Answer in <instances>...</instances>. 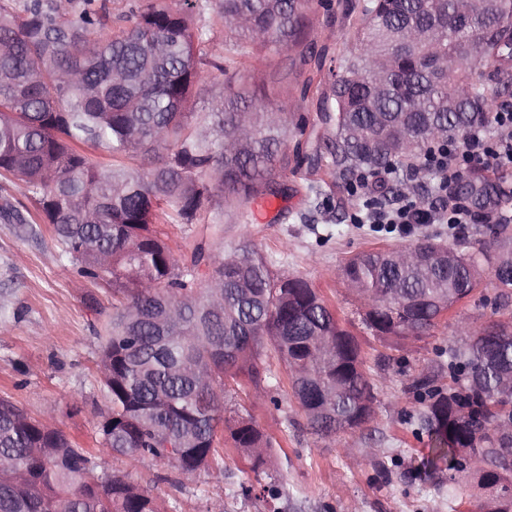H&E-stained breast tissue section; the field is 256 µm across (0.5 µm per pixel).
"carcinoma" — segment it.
Masks as SVG:
<instances>
[{"label": "carcinoma", "instance_id": "obj_1", "mask_svg": "<svg viewBox=\"0 0 512 512\" xmlns=\"http://www.w3.org/2000/svg\"><path fill=\"white\" fill-rule=\"evenodd\" d=\"M323 0H147L106 30V3L85 0L69 14L52 0L17 12L0 0V176L22 183L35 202L28 219L6 197L0 220L53 227L61 254L112 286V321L98 363L107 411L99 447L78 448L57 428L0 398V512H158L153 496L106 458L167 464L158 480L182 485L230 445L263 469L277 441L252 416L227 407L266 393L286 369L312 431L331 436L368 422L372 387L360 345L305 278L277 274L248 239L224 250L198 245L178 258L157 224H197L206 206L240 209L275 196L288 169L323 164L339 176L404 171L431 148L459 141L512 107V0H354L347 18L355 49L318 67L315 123L334 132L323 155L295 150L292 125L237 59L285 54L306 40L304 17ZM215 12L226 54L210 58L190 18ZM224 77V100L188 111L194 88ZM104 156L112 163L101 161ZM473 254L425 236L351 257L342 277L378 339L420 338L440 313L468 296L480 260L494 261L495 311L512 312V225L489 224ZM456 251V262L443 254ZM448 370L466 384H414L419 429L429 453L419 475L448 468V483L490 492L483 512H512V436L492 442L486 423L512 422V397L497 399L512 374V322L492 323ZM229 416H224V413ZM181 449V463L169 447ZM459 448L480 466L465 468Z\"/></svg>", "mask_w": 512, "mask_h": 512}]
</instances>
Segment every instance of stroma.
<instances>
[{"label": "stroma", "mask_w": 512, "mask_h": 512, "mask_svg": "<svg viewBox=\"0 0 512 512\" xmlns=\"http://www.w3.org/2000/svg\"><path fill=\"white\" fill-rule=\"evenodd\" d=\"M348 3L325 0L324 7L307 14V50L329 61L347 52ZM286 65L282 55L264 58L261 81L281 75L276 103L315 117V98L300 100L301 79L287 73ZM278 183L283 191L278 210L263 211L258 199L247 206L260 213V220L244 225L237 209H225L224 244L251 240L274 270L305 277L330 302L367 361L375 395L372 419L331 437L314 434L278 364L281 388L248 407L259 428L279 443L264 470L253 471L243 455L231 452L179 487L157 482L167 471L160 462L122 458L111 460V468L149 490L166 512H466L469 500L480 494L477 486L452 499L447 473L427 480L417 475L429 445L426 434L417 431L420 405L410 385L427 375L435 385L447 386L448 349L461 341L460 323L477 331L494 321L490 274H483L431 335L380 341L363 327L359 304L339 271L359 252L406 245L426 235L461 242L471 252L482 238L481 225H466L461 233L444 224L390 232L355 223L365 195L354 191L353 179L321 168L285 171ZM111 320V287L62 258L50 225L0 223V397L50 421L81 446L95 447L97 421L107 407L97 363Z\"/></svg>", "instance_id": "obj_1"}]
</instances>
